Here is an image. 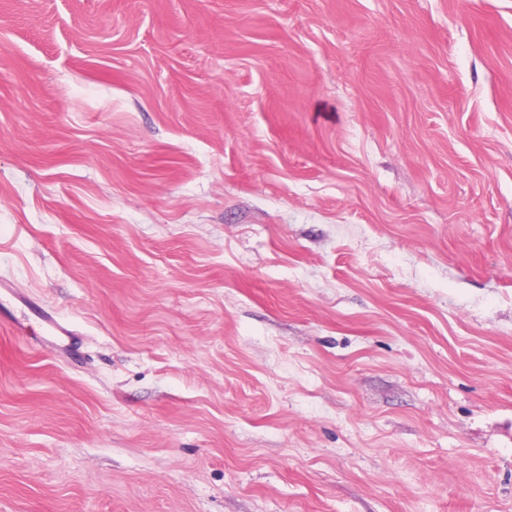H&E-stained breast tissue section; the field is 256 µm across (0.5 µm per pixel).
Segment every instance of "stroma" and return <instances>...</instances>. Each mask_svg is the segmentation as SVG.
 I'll return each mask as SVG.
<instances>
[{
    "label": "stroma",
    "mask_w": 512,
    "mask_h": 512,
    "mask_svg": "<svg viewBox=\"0 0 512 512\" xmlns=\"http://www.w3.org/2000/svg\"><path fill=\"white\" fill-rule=\"evenodd\" d=\"M0 279V512H512V0H0ZM40 315L51 341L59 346L66 345L73 334L70 326L48 310L42 309Z\"/></svg>",
    "instance_id": "1"
}]
</instances>
